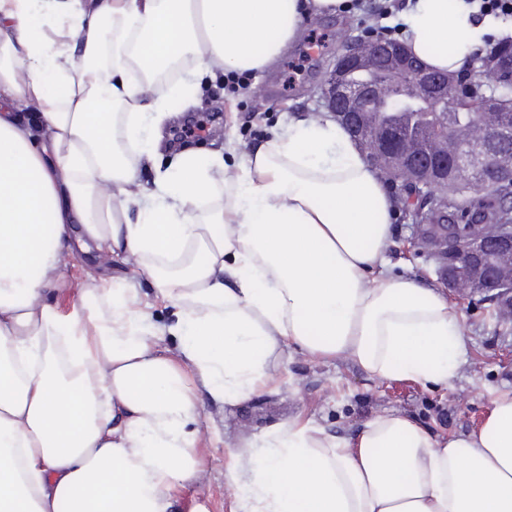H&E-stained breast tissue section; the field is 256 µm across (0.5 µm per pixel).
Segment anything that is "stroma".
<instances>
[{
    "mask_svg": "<svg viewBox=\"0 0 512 512\" xmlns=\"http://www.w3.org/2000/svg\"><path fill=\"white\" fill-rule=\"evenodd\" d=\"M361 2L356 14L307 18L299 43L261 75L200 70L187 92L208 100L211 112L220 115L214 145L231 139L247 149L264 142L273 127L287 123L291 116L315 117L324 112L321 86L341 47L368 29L401 22L402 0ZM393 226L394 273L417 275L442 287L427 253L403 251L415 228L404 204H396ZM94 277L136 289L152 321L169 323L172 309L151 276L119 260L99 265L93 255L81 252L75 254L70 273L54 297L58 309L70 311ZM450 301L459 314L466 355L449 385L380 381L350 359L321 361L289 348L274 360L279 385L232 405L205 403L200 423L203 473L199 483L185 491L186 506H199L201 512H232L237 491L224 478L230 463L247 458L253 445L293 418L315 419L337 435L352 434L386 412L410 416L437 433L476 428L497 393L512 391V322H502L495 305L482 296L454 295Z\"/></svg>",
    "mask_w": 512,
    "mask_h": 512,
    "instance_id": "35a3bbf8",
    "label": "stroma"
}]
</instances>
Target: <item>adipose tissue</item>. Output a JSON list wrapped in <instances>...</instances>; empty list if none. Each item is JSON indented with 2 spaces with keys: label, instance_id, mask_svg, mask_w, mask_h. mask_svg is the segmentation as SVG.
<instances>
[{
  "label": "adipose tissue",
  "instance_id": "1",
  "mask_svg": "<svg viewBox=\"0 0 512 512\" xmlns=\"http://www.w3.org/2000/svg\"><path fill=\"white\" fill-rule=\"evenodd\" d=\"M342 2L0 0V512H174L202 472L200 393L248 398L290 345L378 379L453 378L466 353L456 310L392 274L395 201L332 115L272 130L231 175L234 144L181 147L173 176L141 191L137 161L161 144L141 120L179 88L145 91L129 66L260 73L307 16ZM401 14L408 53L430 70L469 67L504 32L470 0H407ZM219 186L223 207L200 213ZM78 248L136 262L172 322L156 327L132 289L103 283L60 314L49 297ZM228 478L236 512H512V393L452 435L392 412L351 437L291 419Z\"/></svg>",
  "mask_w": 512,
  "mask_h": 512
}]
</instances>
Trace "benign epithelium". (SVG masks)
<instances>
[{
	"mask_svg": "<svg viewBox=\"0 0 512 512\" xmlns=\"http://www.w3.org/2000/svg\"><path fill=\"white\" fill-rule=\"evenodd\" d=\"M383 65L413 84L417 103L408 105L422 126L443 132L448 140V115L456 111L449 76L433 74L412 62L404 49L388 39L355 38L336 56L328 74L323 95L337 120L369 153L374 163L391 159L397 179L425 193L448 183V171L462 169L490 189L500 180L512 177V159L503 145L512 136V113L499 110L498 96L482 95L481 107L496 118L485 127L478 140L455 141L453 153L448 147L410 145L393 126L371 131L362 121L368 110L384 111V79L361 82L358 75ZM480 232L463 236L459 225L451 222L427 224L411 247L422 249L436 261L441 279L449 291L459 295H482L495 304L502 320L512 319V224H481Z\"/></svg>",
	"mask_w": 512,
	"mask_h": 512,
	"instance_id": "benign-epithelium-1",
	"label": "benign epithelium"
}]
</instances>
